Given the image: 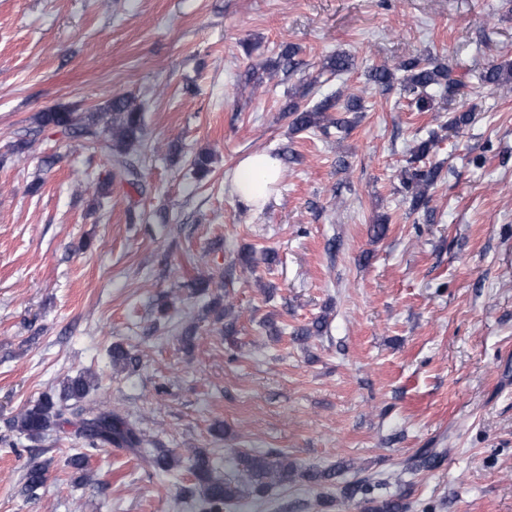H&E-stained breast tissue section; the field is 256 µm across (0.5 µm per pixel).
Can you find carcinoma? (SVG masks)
Here are the masks:
<instances>
[{
  "label": "carcinoma",
  "mask_w": 512,
  "mask_h": 512,
  "mask_svg": "<svg viewBox=\"0 0 512 512\" xmlns=\"http://www.w3.org/2000/svg\"><path fill=\"white\" fill-rule=\"evenodd\" d=\"M298 49L286 45L279 54L278 61L264 65L267 71H294L298 62L295 57ZM354 67L353 58L346 53H336L327 58L325 68L342 74ZM372 80L381 91L390 90L400 83L403 90L413 96L412 104L419 112L432 109L433 93L451 95L460 86V80L452 76L448 66L430 57L419 55L400 61L390 68L382 66L374 69ZM481 80L492 87L504 88L512 84V62L491 63L482 73ZM346 97L344 111L360 110V98L353 94L338 91L325 97L311 107H303L294 99H289L282 108L290 118L294 132L312 128L327 129L333 126L343 129L350 120L336 117L341 97ZM37 123L42 128H56L68 136L83 141L88 147L108 157L111 165L117 168L124 180L141 192L140 174L132 163V156L144 145V118L141 108L128 96H115L94 112H76L66 106H56L37 115ZM438 144V134L432 132L425 139L415 142L410 150L408 166L402 169L401 179L406 190L405 200L410 210L416 212L427 201V192L441 176V166L419 167L417 162L434 152ZM138 363L131 350L121 345L112 347V364L127 368ZM93 389V383L86 375H77L64 382L58 398L45 395L36 403L24 408L14 420L15 428L30 439H38L51 428L71 425L76 427L77 436L88 440L89 445H113L127 448L148 458L158 472L171 473L188 461L189 471L194 478V507L198 512H224L239 500L244 489L261 497L268 489L280 485L305 483L311 488H325L333 483L336 475L354 468V465L338 464L324 470H300L288 457L280 452L239 454V477L231 480L217 470L214 459L200 449L190 452L187 459L168 448H150L149 440L142 430L109 404L86 406L83 399ZM444 457V453L431 448L420 450L408 459L404 469L416 471L431 468ZM45 465L35 459L30 460L26 472V484L31 490L42 485ZM386 481L372 482L366 478L344 483L339 488L343 498H360L364 512H403L405 504L394 496L375 497L374 491L383 489Z\"/></svg>",
  "instance_id": "1"
}]
</instances>
